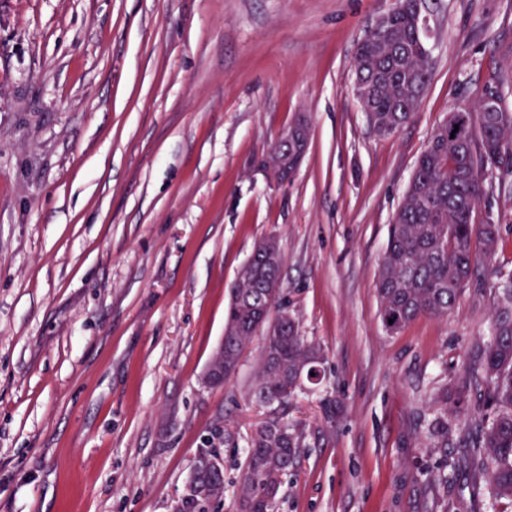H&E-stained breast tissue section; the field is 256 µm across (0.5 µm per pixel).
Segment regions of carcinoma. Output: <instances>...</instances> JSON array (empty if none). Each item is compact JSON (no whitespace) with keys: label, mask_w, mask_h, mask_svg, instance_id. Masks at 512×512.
I'll return each instance as SVG.
<instances>
[{"label":"carcinoma","mask_w":512,"mask_h":512,"mask_svg":"<svg viewBox=\"0 0 512 512\" xmlns=\"http://www.w3.org/2000/svg\"><path fill=\"white\" fill-rule=\"evenodd\" d=\"M396 10L384 34L367 31L358 41L355 75L374 80L369 122L391 134L413 119L427 89L432 61L428 34L417 19L427 11L425 0H408ZM508 77L494 74L484 90L494 89L496 101L478 99L469 106L470 125L463 136H451L455 112L431 135L417 160L402 202L393 216L376 282L379 315L384 328L397 332L421 315L446 316L454 309L475 277L479 260L488 261L499 239L493 224H478L475 213L486 193L487 177L498 176L499 189L512 192V112L503 89ZM483 245L472 251V240ZM281 261L256 246L249 264L231 288L224 323V348L243 350L257 333L258 320L280 309V292L270 285L280 281ZM498 305L484 355L471 369L468 384L486 385L492 407L489 416L470 423L461 454L469 485L485 489L491 508L512 500V274L497 275ZM275 332L266 336L256 371L254 397L287 402L311 376H319L322 348L301 336L298 321L275 318ZM430 423L433 447L448 448V389L435 398ZM303 446L296 425L278 418L259 424L247 442V467L236 493L238 512H271L282 479L293 469ZM223 497L183 501L182 512H218Z\"/></svg>","instance_id":"obj_1"}]
</instances>
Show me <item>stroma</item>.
I'll list each match as a JSON object with an SVG mask.
<instances>
[{"mask_svg":"<svg viewBox=\"0 0 512 512\" xmlns=\"http://www.w3.org/2000/svg\"><path fill=\"white\" fill-rule=\"evenodd\" d=\"M390 0H0V512H175L223 439L224 503L247 440L263 336L224 385L200 378L230 286L279 243L288 312L325 352L281 412L305 433L274 512H476L459 453L481 390L512 195L454 310L395 334L376 281L416 161L489 71L512 72V0H439L415 117L378 136L355 96L358 41ZM306 115L295 177L255 167ZM448 389V447L430 401ZM332 401L335 418L323 405Z\"/></svg>","mask_w":512,"mask_h":512,"instance_id":"obj_1","label":"stroma"}]
</instances>
